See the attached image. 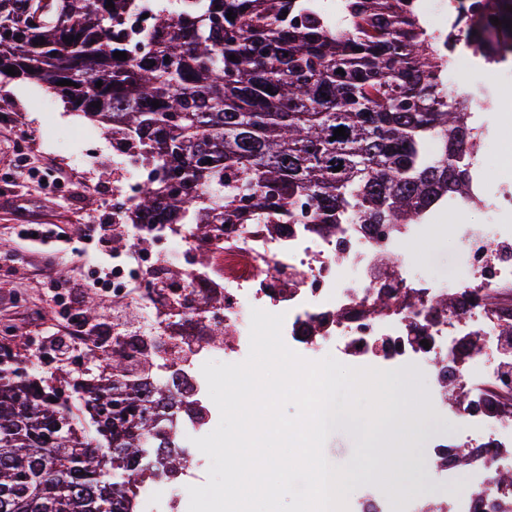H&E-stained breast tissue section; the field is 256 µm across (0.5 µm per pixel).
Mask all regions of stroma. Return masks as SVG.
Returning <instances> with one entry per match:
<instances>
[{"label":"stroma","instance_id":"stroma-1","mask_svg":"<svg viewBox=\"0 0 512 512\" xmlns=\"http://www.w3.org/2000/svg\"><path fill=\"white\" fill-rule=\"evenodd\" d=\"M73 127L85 129L82 137L70 136ZM92 123L68 110L60 97L20 81L0 82V246L11 258L0 259V346H7L19 367L42 377H61L70 361L43 356L44 319L55 318L50 296L39 272L56 265L67 277L87 278L96 271L104 281L112 279V260L82 235L91 224L112 219V141L92 136ZM48 159L71 179L66 187H44L39 177L28 176L16 160ZM23 224H50L68 231L76 248L58 257L54 245L34 246L18 238ZM420 267L444 280L458 279L462 270L453 236H431L417 245ZM392 413L366 437L363 419L344 417L330 430L324 452L353 477L350 489L368 482L395 486L398 472L390 467L384 443L398 435L402 446L414 448L419 426L399 432L400 418L409 405L423 399L428 382L424 377L392 376Z\"/></svg>","mask_w":512,"mask_h":512}]
</instances>
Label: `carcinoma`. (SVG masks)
<instances>
[{"instance_id":"cac0c4a2","label":"carcinoma","mask_w":512,"mask_h":512,"mask_svg":"<svg viewBox=\"0 0 512 512\" xmlns=\"http://www.w3.org/2000/svg\"><path fill=\"white\" fill-rule=\"evenodd\" d=\"M112 3L0 0V78L42 86L109 135L121 123L158 180L130 221L195 224L200 238L312 208L321 224L415 223L463 192L479 141L474 96L443 83L446 51L463 36L490 62L512 53V30L490 21H512V0L462 5L446 50L405 0H332L331 17L319 0H155L145 24L139 0ZM97 360L106 368L71 384L82 418L51 402L53 380L0 360V512H124L155 410L174 399L144 388L152 366L120 344Z\"/></svg>"}]
</instances>
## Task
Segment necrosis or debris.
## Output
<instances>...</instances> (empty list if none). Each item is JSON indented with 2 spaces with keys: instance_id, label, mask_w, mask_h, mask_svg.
I'll return each instance as SVG.
<instances>
[{
  "instance_id": "1",
  "label": "necrosis or debris",
  "mask_w": 512,
  "mask_h": 512,
  "mask_svg": "<svg viewBox=\"0 0 512 512\" xmlns=\"http://www.w3.org/2000/svg\"><path fill=\"white\" fill-rule=\"evenodd\" d=\"M408 5L437 39L459 23L457 0ZM486 141L496 148L494 169L474 161L464 194L440 197L419 223L217 224L205 240L189 224L128 223L153 179L129 151L113 149L121 175L112 202L125 245L112 251V293L131 295L152 334L181 350L172 367L163 349L148 356L154 379L175 397L155 441L190 461L173 473L166 455L150 454L125 496L127 512H186L188 489L206 472L194 441L220 419L201 368L247 358L255 308L283 315L284 343L307 360L331 350L357 367L426 376L429 413L461 426L457 444L435 433L423 443L436 493L369 483L349 499L350 512H512V225L503 221L512 213V141L496 132ZM474 209L486 223H467ZM449 213L459 281L417 269L416 243Z\"/></svg>"
}]
</instances>
